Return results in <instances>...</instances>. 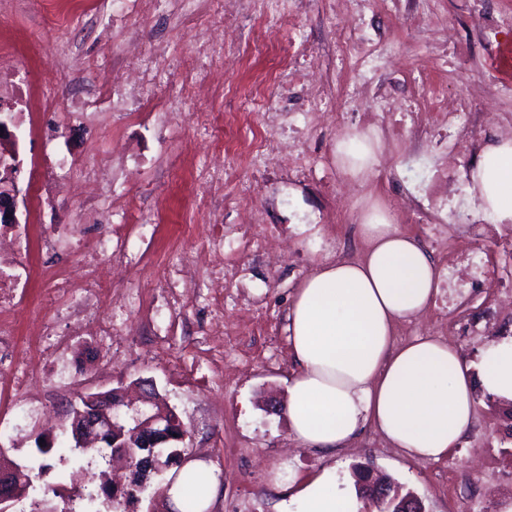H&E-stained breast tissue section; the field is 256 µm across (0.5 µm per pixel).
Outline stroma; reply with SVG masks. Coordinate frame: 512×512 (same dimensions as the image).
I'll use <instances>...</instances> for the list:
<instances>
[{
    "mask_svg": "<svg viewBox=\"0 0 512 512\" xmlns=\"http://www.w3.org/2000/svg\"><path fill=\"white\" fill-rule=\"evenodd\" d=\"M284 20L282 37L266 44L257 32ZM146 48L161 51L159 96L183 95V61L195 44L176 0H124L74 21L70 44L100 65L109 81L128 27ZM241 61L213 63L211 90L186 101L177 117L151 109L115 112L100 106L89 128L24 138L26 158L70 156L69 178L108 163L112 214L75 225L88 238L111 223L120 249L109 270L114 292L99 313L112 337L60 326L76 366L71 390L49 394L35 418L22 405L24 387L0 385V458L17 463L51 446L41 487L62 486L83 512L84 494L100 488L93 474L111 471L128 483L124 462L91 451L78 455L71 407L81 391L125 388L128 413L143 409L137 382L153 383L190 433L184 454L223 476L212 512H277L282 489L324 468L343 488L354 469L390 476L425 512H498L512 497V403L476 396L475 421L447 458L417 461L393 448L373 426L337 455L298 447L281 411L294 371L284 331L286 312L317 260H360L367 244L361 217L378 206L400 231L421 242L438 269L457 253L428 230L466 210L469 171L481 149L502 138L512 120V83L491 67L512 39V0H224V28ZM0 33L16 35L24 52L50 62L55 37L42 26L35 0H15L0 16ZM480 113L469 139L442 126L432 109ZM198 112L219 113L225 152L212 145ZM379 139L373 173L354 181L336 161V142L353 133ZM281 134L287 161L261 164L246 151L254 138ZM223 170L224 190L211 208L204 183ZM488 231L477 253L483 273L464 288H440L427 308L394 328V341L436 336L463 362L512 335V221L477 215Z\"/></svg>",
    "mask_w": 512,
    "mask_h": 512,
    "instance_id": "obj_1",
    "label": "stroma"
}]
</instances>
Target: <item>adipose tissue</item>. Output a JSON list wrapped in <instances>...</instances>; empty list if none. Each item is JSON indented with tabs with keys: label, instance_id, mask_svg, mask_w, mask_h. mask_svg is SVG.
Segmentation results:
<instances>
[{
	"label": "adipose tissue",
	"instance_id": "adipose-tissue-1",
	"mask_svg": "<svg viewBox=\"0 0 512 512\" xmlns=\"http://www.w3.org/2000/svg\"><path fill=\"white\" fill-rule=\"evenodd\" d=\"M378 141L355 133L336 144V160L355 178L377 163ZM478 208L512 220V139L484 150L471 171ZM369 250L362 261L319 262L298 288L286 315L297 371L288 385L285 414L300 447L333 453L373 425L409 457L447 458L474 417V392L512 402V335L481 353L479 369L464 363L439 338L418 335L394 345L398 321L420 315L440 288L434 260L379 209L359 226ZM220 480L200 460L175 469L165 485L169 512H209ZM355 498L327 468L302 480L280 512H357Z\"/></svg>",
	"mask_w": 512,
	"mask_h": 512
}]
</instances>
